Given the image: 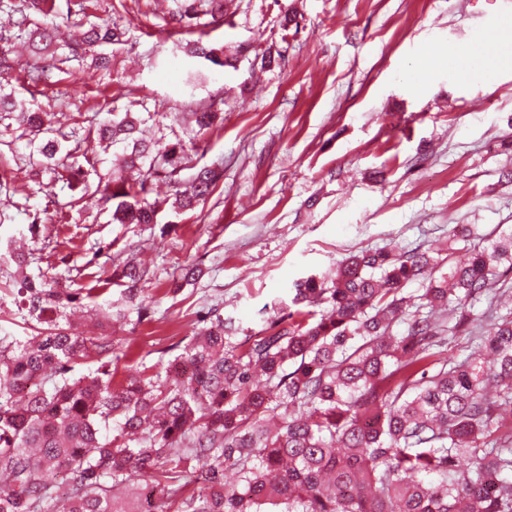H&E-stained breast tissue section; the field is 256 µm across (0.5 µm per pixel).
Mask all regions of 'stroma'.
Masks as SVG:
<instances>
[{
	"label": "stroma",
	"mask_w": 512,
	"mask_h": 512,
	"mask_svg": "<svg viewBox=\"0 0 512 512\" xmlns=\"http://www.w3.org/2000/svg\"><path fill=\"white\" fill-rule=\"evenodd\" d=\"M172 0H87L89 17L124 32L112 71L86 67L43 94L13 73L18 98L54 128L88 127L108 110L160 113L163 142L189 139L191 114L224 120L195 139L196 166L222 163L205 204L154 224H116L97 198L32 170L24 141L0 128V336L35 328L16 282L47 275L93 287L119 262L145 270L149 313L106 324L82 307L75 332L112 341L115 383L168 360L202 317L246 336L290 311L294 281L362 250L416 247L463 258L448 230L512 225V61L457 75L455 50L499 34L512 0H231L219 25L173 27ZM223 50L229 65L189 56ZM197 72L195 89L184 84ZM204 275L178 285L185 263Z\"/></svg>",
	"instance_id": "1"
}]
</instances>
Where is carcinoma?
Listing matches in <instances>:
<instances>
[{"label":"carcinoma","mask_w":512,"mask_h":512,"mask_svg":"<svg viewBox=\"0 0 512 512\" xmlns=\"http://www.w3.org/2000/svg\"><path fill=\"white\" fill-rule=\"evenodd\" d=\"M224 17V0H181L178 21ZM0 0L12 26L0 34V124L26 139L29 161L82 182L94 166L82 139L66 136L8 89L12 46L25 44L29 81L71 76V62L123 32L90 23L58 45L60 24L85 13L84 0ZM50 15L40 24L34 15ZM222 119L195 113L198 133ZM144 119L112 112L95 128L99 146L119 154L94 194L114 224H155L154 185L173 188L170 210L204 203L222 177L203 166L182 191L187 145L161 153L136 136ZM74 142L72 148L67 143ZM84 158L80 164L78 158ZM434 276L444 260L420 248L352 254L327 278L292 288L296 310L245 339L216 317L193 332L164 372L145 367L113 384L112 343L79 336L58 312L82 297L24 279L28 316L47 328L20 346L0 337V512H512V227ZM145 276L119 267L118 301L104 318L122 321ZM423 292H405L412 281ZM491 298L486 316L474 303ZM467 338V353L448 344ZM95 369L78 377L74 365ZM203 463L194 475L193 463Z\"/></svg>","instance_id":"obj_1"}]
</instances>
